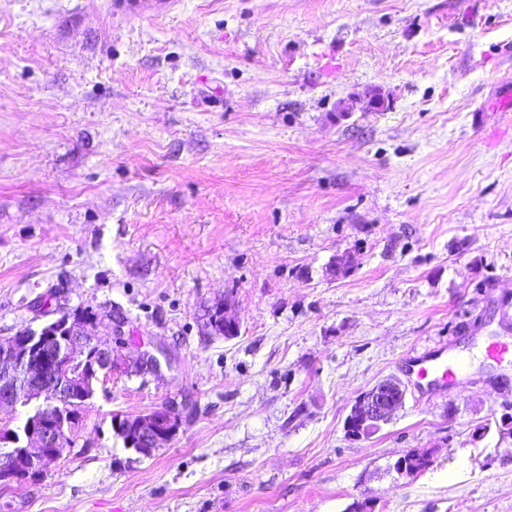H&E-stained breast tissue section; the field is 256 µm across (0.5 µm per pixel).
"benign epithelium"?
Here are the masks:
<instances>
[{"mask_svg": "<svg viewBox=\"0 0 512 512\" xmlns=\"http://www.w3.org/2000/svg\"><path fill=\"white\" fill-rule=\"evenodd\" d=\"M122 315L77 307L36 328L27 326L0 339V409L26 406L43 399L45 406L29 416L23 427L9 434L15 447L0 451V486L9 487L42 476L59 459V448L80 416L76 408L91 400L97 385L112 377L118 363L112 341L122 334ZM208 328L227 339L240 326L226 308L218 306ZM405 388L395 380L378 383L358 396L345 423L346 432L362 439L387 423L402 405ZM182 424L173 404L136 416L112 419L113 434L125 447L144 457L169 441Z\"/></svg>", "mask_w": 512, "mask_h": 512, "instance_id": "benign-epithelium-1", "label": "benign epithelium"}]
</instances>
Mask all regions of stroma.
I'll return each instance as SVG.
<instances>
[{
	"instance_id": "1",
	"label": "stroma",
	"mask_w": 512,
	"mask_h": 512,
	"mask_svg": "<svg viewBox=\"0 0 512 512\" xmlns=\"http://www.w3.org/2000/svg\"><path fill=\"white\" fill-rule=\"evenodd\" d=\"M112 3L0 0V337L47 297L128 321L0 512H512V367L475 354L512 338V0ZM225 302L233 339L206 328ZM448 342L449 391L346 434ZM171 403L153 456L113 434ZM412 448L432 464L400 477ZM405 388L399 381L386 380L358 396L345 423L346 432L362 439L386 424L402 405Z\"/></svg>"
}]
</instances>
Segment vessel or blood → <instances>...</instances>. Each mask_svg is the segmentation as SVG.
<instances>
[{
  "label": "vessel or blood",
  "instance_id": "obj_1",
  "mask_svg": "<svg viewBox=\"0 0 512 512\" xmlns=\"http://www.w3.org/2000/svg\"><path fill=\"white\" fill-rule=\"evenodd\" d=\"M484 350L488 360L499 365H512V341L492 339L486 342ZM463 367V358L451 345L444 344L409 356L402 370L407 380L426 398L455 384Z\"/></svg>",
  "mask_w": 512,
  "mask_h": 512
}]
</instances>
